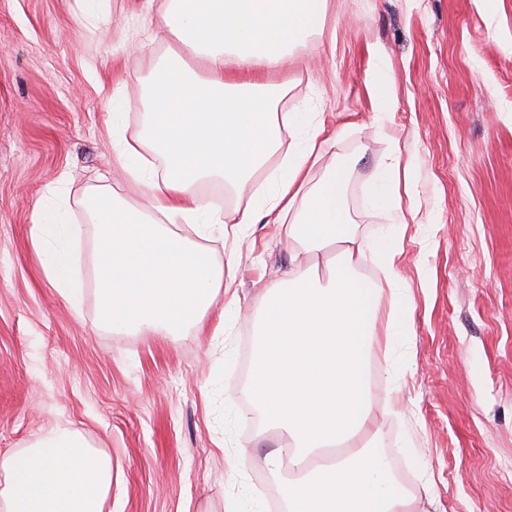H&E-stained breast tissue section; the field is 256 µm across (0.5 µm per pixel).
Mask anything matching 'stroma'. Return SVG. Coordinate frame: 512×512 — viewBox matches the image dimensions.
<instances>
[{
  "label": "stroma",
  "mask_w": 512,
  "mask_h": 512,
  "mask_svg": "<svg viewBox=\"0 0 512 512\" xmlns=\"http://www.w3.org/2000/svg\"><path fill=\"white\" fill-rule=\"evenodd\" d=\"M79 0H0V456L60 424L112 458L103 512H249L275 482L264 454L286 442L262 421L243 374L256 312L291 252L252 224L235 251L173 230L233 266L237 299L173 336L101 318L95 231L80 201L101 185L140 206L112 162L107 93L144 121L140 96L174 37L155 0H113L111 23L80 22ZM156 39L120 46L113 26ZM384 73L386 107L369 88ZM249 77L282 87L278 108L322 125L325 156L345 169L358 238L400 237L407 330L373 349L374 444L396 447L422 512H512V0H328L321 33L279 68ZM410 168L416 221L368 199L393 160ZM63 186L84 232L82 299L51 287L30 238L38 200Z\"/></svg>",
  "instance_id": "obj_1"
}]
</instances>
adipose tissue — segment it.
Here are the masks:
<instances>
[{
  "label": "adipose tissue",
  "mask_w": 512,
  "mask_h": 512,
  "mask_svg": "<svg viewBox=\"0 0 512 512\" xmlns=\"http://www.w3.org/2000/svg\"><path fill=\"white\" fill-rule=\"evenodd\" d=\"M327 0H163L160 19L176 38L145 100L146 125L127 136L120 92H113L108 131L113 159L143 203L131 209L116 193L91 189L83 206L96 228L95 262L104 321L146 335L176 334L208 309L233 277L200 247L172 232L190 224L203 236L216 227L238 235L267 220L292 249L284 279L268 287L261 307V347L247 395L267 423L284 430V454L267 460L288 512H417L415 497L395 483L386 459L367 438L374 418L367 355L393 344L404 329L380 320L381 296L398 304L403 288L395 240L369 249L350 230L343 202L344 170L317 185L309 174L324 156L312 127L276 169H268L283 135L302 116L281 112L279 90L226 75L229 61L281 65L290 45L321 30ZM199 53L203 71L181 55ZM267 179L254 192L259 172ZM251 193L252 203L224 217L204 204V183ZM82 225L69 222L54 196L37 206L30 237L57 293L78 292L73 247ZM341 246L340 258L330 250ZM322 257L325 285L308 265ZM376 259L384 280L370 284L356 267ZM0 512H102L112 488V459L76 432L55 426L28 448L0 457Z\"/></svg>",
  "instance_id": "ef3b65f1"
}]
</instances>
